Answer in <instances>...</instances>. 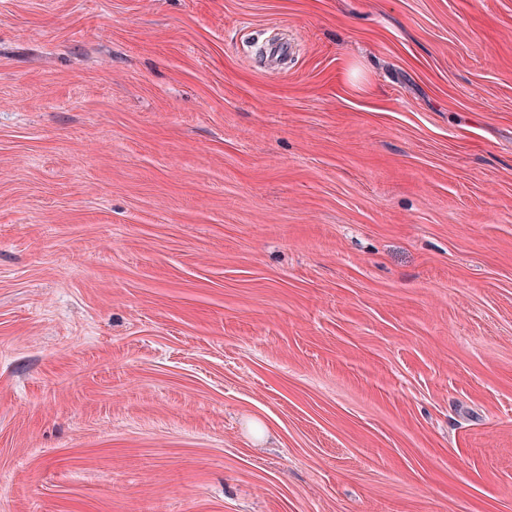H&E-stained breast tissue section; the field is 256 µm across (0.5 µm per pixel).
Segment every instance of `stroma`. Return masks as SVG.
Segmentation results:
<instances>
[{"instance_id":"35a3bbf8","label":"stroma","mask_w":512,"mask_h":512,"mask_svg":"<svg viewBox=\"0 0 512 512\" xmlns=\"http://www.w3.org/2000/svg\"><path fill=\"white\" fill-rule=\"evenodd\" d=\"M0 512H512V0H0Z\"/></svg>"}]
</instances>
